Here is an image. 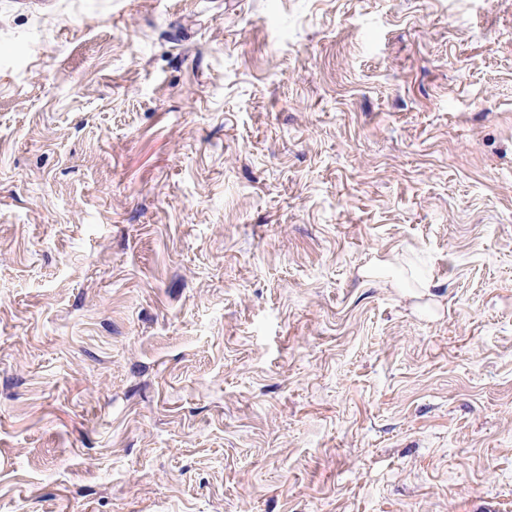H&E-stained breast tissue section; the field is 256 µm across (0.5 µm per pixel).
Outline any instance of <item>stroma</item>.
Segmentation results:
<instances>
[{
    "label": "stroma",
    "instance_id": "obj_1",
    "mask_svg": "<svg viewBox=\"0 0 512 512\" xmlns=\"http://www.w3.org/2000/svg\"><path fill=\"white\" fill-rule=\"evenodd\" d=\"M0 512H512V0H0Z\"/></svg>",
    "mask_w": 512,
    "mask_h": 512
}]
</instances>
